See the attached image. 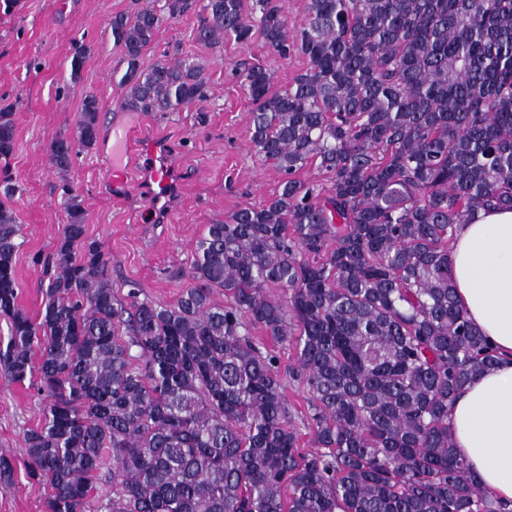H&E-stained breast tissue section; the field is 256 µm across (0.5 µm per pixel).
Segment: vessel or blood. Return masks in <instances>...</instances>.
<instances>
[{
    "label": "vessel or blood",
    "instance_id": "obj_1",
    "mask_svg": "<svg viewBox=\"0 0 512 512\" xmlns=\"http://www.w3.org/2000/svg\"><path fill=\"white\" fill-rule=\"evenodd\" d=\"M169 147L166 142L152 139L141 144L138 155L139 184L150 202V215H157L179 190L181 183L169 166Z\"/></svg>",
    "mask_w": 512,
    "mask_h": 512
}]
</instances>
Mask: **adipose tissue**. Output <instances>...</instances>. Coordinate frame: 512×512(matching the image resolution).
<instances>
[{
	"mask_svg": "<svg viewBox=\"0 0 512 512\" xmlns=\"http://www.w3.org/2000/svg\"><path fill=\"white\" fill-rule=\"evenodd\" d=\"M455 294L499 361L457 392L448 414L458 454L492 499L512 502V210L479 211L449 252Z\"/></svg>",
	"mask_w": 512,
	"mask_h": 512,
	"instance_id": "obj_1",
	"label": "adipose tissue"
}]
</instances>
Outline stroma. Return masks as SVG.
Returning a JSON list of instances; mask_svg holds the SVG:
<instances>
[{
  "label": "stroma",
  "mask_w": 512,
  "mask_h": 512,
  "mask_svg": "<svg viewBox=\"0 0 512 512\" xmlns=\"http://www.w3.org/2000/svg\"><path fill=\"white\" fill-rule=\"evenodd\" d=\"M137 6L138 0H17L13 13L0 11V106L13 107L9 169L17 187L6 204L25 240L16 257V278L18 302L30 316L41 311L48 283L34 257L53 251L66 222L62 184H70L83 200L87 236L106 252L117 296L126 297L134 288L140 298L162 304L175 303L189 286L190 262L206 225L264 203L279 187V172L259 158L250 141L253 105L234 68L261 61L279 89L306 68V59L269 55L258 35L246 45L227 38L217 47L204 46L196 38L198 14L192 11L162 25L142 64L198 58L206 66V99L180 112L131 114L121 106L122 51L113 42L109 21L133 14ZM81 44L88 52L74 81L70 58ZM89 95L99 103L98 134L115 145L114 156L105 159L94 146L81 151L67 173L57 172L49 141L74 134ZM129 129L139 137L165 139L172 163L184 172L179 201L166 222H144L147 207L135 175H128L121 191L105 173L109 162H126L121 146ZM282 384L300 447L312 451L307 388L287 375ZM44 406L33 386L13 382L0 369V456L11 465L8 480H0V512H45L46 491L27 475L24 443L25 431L39 423Z\"/></svg>",
  "instance_id": "1"
}]
</instances>
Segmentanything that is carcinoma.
Segmentation results:
<instances>
[{
  "label": "carcinoma",
  "instance_id": "1",
  "mask_svg": "<svg viewBox=\"0 0 512 512\" xmlns=\"http://www.w3.org/2000/svg\"><path fill=\"white\" fill-rule=\"evenodd\" d=\"M303 2L296 30L281 0H204L199 43L258 32L307 67L275 89L244 66L250 140L282 180L207 225L175 303L115 295L68 186L33 319L18 303L20 225L0 205V366L47 400L25 434L47 512H504L448 430L456 392L497 361L456 299L448 250L479 209L512 208V0ZM193 9L148 0L112 17L123 108L204 100L196 60L141 65L163 23ZM98 112L86 97L75 135L51 139L58 171L94 145ZM13 150L5 107L7 194ZM313 164L327 185L297 177ZM254 328L294 348L319 451L300 450L279 359Z\"/></svg>",
  "mask_w": 512,
  "mask_h": 512
}]
</instances>
